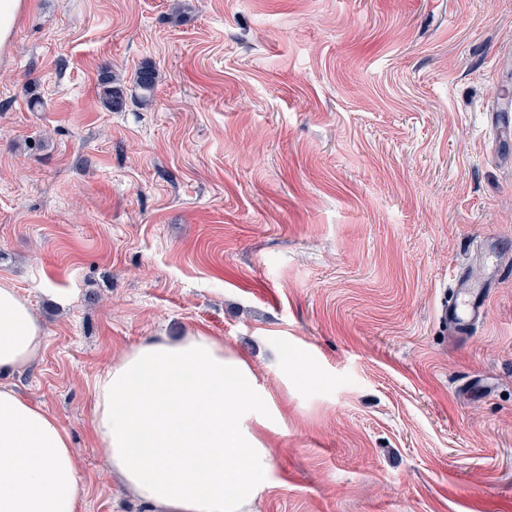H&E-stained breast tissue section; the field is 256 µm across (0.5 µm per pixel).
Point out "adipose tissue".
<instances>
[{
  "instance_id": "ef3b65f1",
  "label": "adipose tissue",
  "mask_w": 512,
  "mask_h": 512,
  "mask_svg": "<svg viewBox=\"0 0 512 512\" xmlns=\"http://www.w3.org/2000/svg\"><path fill=\"white\" fill-rule=\"evenodd\" d=\"M42 325L0 283V374L39 356ZM92 417L112 471L154 512H250L267 485L269 426L250 369L220 339L141 342L98 377ZM76 454L58 420L0 385V512H78Z\"/></svg>"
}]
</instances>
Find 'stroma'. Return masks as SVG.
Returning <instances> with one entry per match:
<instances>
[{"label":"stroma","instance_id":"stroma-1","mask_svg":"<svg viewBox=\"0 0 512 512\" xmlns=\"http://www.w3.org/2000/svg\"><path fill=\"white\" fill-rule=\"evenodd\" d=\"M181 1L28 0L0 51V282L46 336L5 382L67 431L80 512H152L94 384L195 331L277 420L253 512H512V0ZM489 236L487 315L443 334ZM158 79L156 68L147 63L141 65L134 74V84L144 98L153 95ZM98 86L100 97L107 108L112 111H120L125 105V91L120 81L109 69H104L99 74Z\"/></svg>","mask_w":512,"mask_h":512}]
</instances>
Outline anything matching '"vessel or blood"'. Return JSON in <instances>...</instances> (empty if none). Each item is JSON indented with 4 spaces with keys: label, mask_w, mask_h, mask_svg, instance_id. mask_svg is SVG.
<instances>
[{
    "label": "vessel or blood",
    "mask_w": 512,
    "mask_h": 512,
    "mask_svg": "<svg viewBox=\"0 0 512 512\" xmlns=\"http://www.w3.org/2000/svg\"><path fill=\"white\" fill-rule=\"evenodd\" d=\"M484 258V277L472 279L464 275L459 276L451 297L440 304L438 320L453 332H467L486 314L491 283L498 271V254L495 247L486 246Z\"/></svg>",
    "instance_id": "1"
}]
</instances>
